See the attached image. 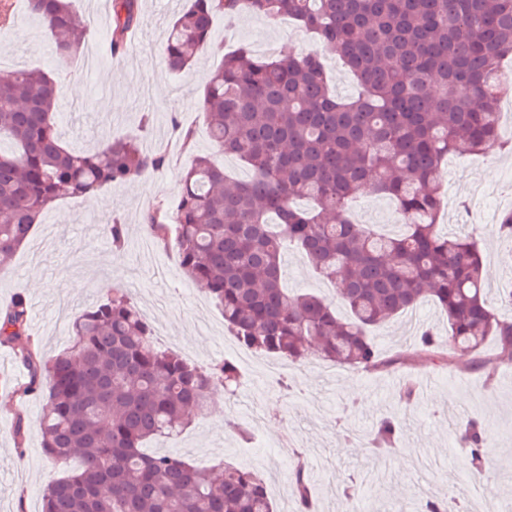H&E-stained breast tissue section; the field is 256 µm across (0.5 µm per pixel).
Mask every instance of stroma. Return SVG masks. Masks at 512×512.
<instances>
[{"label": "stroma", "instance_id": "35a3bbf8", "mask_svg": "<svg viewBox=\"0 0 512 512\" xmlns=\"http://www.w3.org/2000/svg\"><path fill=\"white\" fill-rule=\"evenodd\" d=\"M97 3L72 0L86 29L72 63L53 55L49 35L25 0H17L12 28L0 32V76L41 69L61 80L57 125L77 150L97 147L105 135L134 136L145 149L162 150L175 141L180 124L195 132L194 153L208 152L201 89L225 52L241 43L261 56L301 54L314 46L291 21L248 13L229 23L218 14L210 46L191 70L175 74L166 67L163 46L184 0H140L141 22L116 52L110 49L111 17L99 14ZM74 84L80 95H72ZM192 155L180 153L150 177L57 201L0 269V306L24 296L34 311L29 337L43 356L68 347L80 313L121 291L152 325L160 347L192 354L202 366L232 358L222 314L182 275L177 251L150 236L144 224L148 211L179 193ZM440 178L439 221L477 241L489 294L498 296L512 283V241L497 232L502 213L512 211V149L451 156ZM350 211L358 223L387 233L400 221L393 200L367 190ZM115 219L125 233L119 250L107 230ZM284 265L291 293L332 297L331 283L300 252L289 250ZM412 316L415 327L400 315L375 331L379 354L401 357L381 370H347L315 357L292 366L251 353L234 393H216L212 413L195 417L177 436L149 441L147 450L175 453L201 467L226 462L258 471L276 512H297L289 479L297 457L309 471L315 512H346L351 501L357 512H419L427 499L466 497L477 485L490 490L493 503L512 506V364L490 376L461 353L448 366L413 356L422 331L443 329L446 320L431 301ZM25 373L16 348L0 345V512H41L45 489L78 466L44 455L39 425L48 391L17 393ZM408 383L415 399L407 405L400 395ZM452 408L486 423L491 451L485 471H473L460 453L447 420ZM19 415L25 424L20 438L14 432ZM387 416L400 419L401 434L392 449L373 452L366 435Z\"/></svg>", "mask_w": 512, "mask_h": 512}]
</instances>
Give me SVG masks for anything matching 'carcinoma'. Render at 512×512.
Wrapping results in <instances>:
<instances>
[{"label":"carcinoma","instance_id":"1","mask_svg":"<svg viewBox=\"0 0 512 512\" xmlns=\"http://www.w3.org/2000/svg\"><path fill=\"white\" fill-rule=\"evenodd\" d=\"M53 39L56 57L80 54L70 0H27ZM111 49L139 26V0H112ZM288 18L311 32L302 55L259 58L242 44L224 54L202 93L211 149L251 171L232 180L210 154L184 169L178 195L145 217L147 231L176 249L182 273L199 283L224 324L249 349L301 364L312 356L373 371L396 359L376 355L372 333L424 300L447 319L414 354L447 363L449 351L478 367L488 339L512 363V319L499 317L483 288L477 242L450 235L438 217L441 162L502 142L497 91L512 56V0H188L164 42L168 68L182 72L210 44L214 13ZM357 78L346 101L330 89L324 58ZM60 85L42 70L0 80V265L26 242L58 200L148 176L166 155L136 138L109 136L90 153L65 146L55 120ZM392 198L406 231L388 236L349 218L364 188ZM296 199L314 207L300 210ZM295 246L336 301L290 295L282 286L285 244ZM347 308L341 317L335 303ZM28 305L0 307V345L27 335ZM73 344L44 358L22 345L23 394L50 379L40 422L42 450L79 459L43 495V512H274L257 473L226 464L195 466L147 454L146 441L177 435L210 410L214 391L237 381L231 361L202 367L158 348L153 328L123 293L82 312ZM398 424L383 420L380 449ZM478 465L488 431L471 418L458 429ZM298 512H311L305 466L291 470Z\"/></svg>","mask_w":512,"mask_h":512}]
</instances>
